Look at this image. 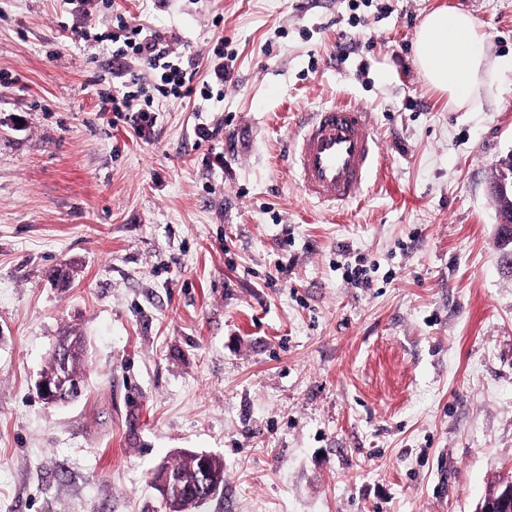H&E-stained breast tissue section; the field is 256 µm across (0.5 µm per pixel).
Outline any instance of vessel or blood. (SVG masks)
<instances>
[{
  "label": "vessel or blood",
  "mask_w": 512,
  "mask_h": 512,
  "mask_svg": "<svg viewBox=\"0 0 512 512\" xmlns=\"http://www.w3.org/2000/svg\"><path fill=\"white\" fill-rule=\"evenodd\" d=\"M297 125L290 154L307 196L331 206L358 200L382 161L381 144L366 112L334 103L299 117Z\"/></svg>",
  "instance_id": "obj_1"
}]
</instances>
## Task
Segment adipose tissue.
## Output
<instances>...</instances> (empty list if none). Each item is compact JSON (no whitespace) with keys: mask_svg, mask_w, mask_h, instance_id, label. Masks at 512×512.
Returning a JSON list of instances; mask_svg holds the SVG:
<instances>
[{"mask_svg":"<svg viewBox=\"0 0 512 512\" xmlns=\"http://www.w3.org/2000/svg\"><path fill=\"white\" fill-rule=\"evenodd\" d=\"M487 36L471 14L440 8L421 21L415 64L428 84L446 94L449 105L479 109V90L493 65L485 52Z\"/></svg>","mask_w":512,"mask_h":512,"instance_id":"obj_1","label":"adipose tissue"}]
</instances>
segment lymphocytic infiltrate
<instances>
[{"label":"lymphocytic infiltrate","mask_w":512,"mask_h":512,"mask_svg":"<svg viewBox=\"0 0 512 512\" xmlns=\"http://www.w3.org/2000/svg\"><path fill=\"white\" fill-rule=\"evenodd\" d=\"M112 34H99V42H110L113 59L127 57L138 61V68H124L112 78L111 88L100 91L103 111L113 113L141 140H150L156 123V98H184L195 94L200 74L211 83L223 85L231 74L225 63L224 46L216 44L207 69H200L192 55H174L162 32L142 24L134 25L124 15L112 20Z\"/></svg>","instance_id":"1"}]
</instances>
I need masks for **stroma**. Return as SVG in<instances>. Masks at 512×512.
Here are the masks:
<instances>
[{
	"mask_svg": "<svg viewBox=\"0 0 512 512\" xmlns=\"http://www.w3.org/2000/svg\"><path fill=\"white\" fill-rule=\"evenodd\" d=\"M461 2L0 0V512H164L157 473L190 453L224 462L205 512H475L512 475L490 193L512 151V0H471L508 73L482 111L449 106L413 54L422 18ZM116 12L236 56L210 100L157 99L147 143L97 96L135 60L70 33ZM334 102L369 112L386 157L342 207L285 159L298 113ZM361 258L368 288L336 268ZM69 328L85 390L48 405Z\"/></svg>",
	"mask_w": 512,
	"mask_h": 512,
	"instance_id": "1",
	"label": "stroma"
}]
</instances>
